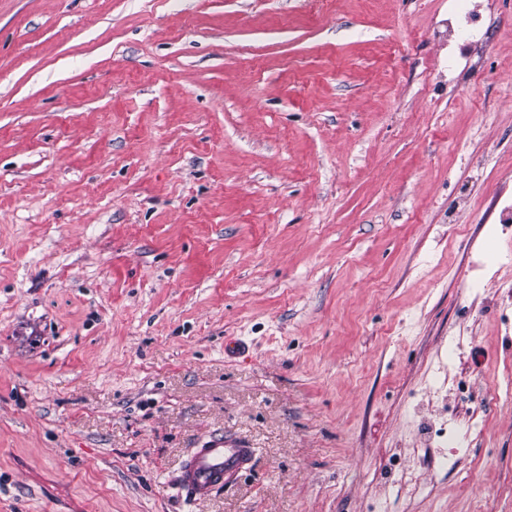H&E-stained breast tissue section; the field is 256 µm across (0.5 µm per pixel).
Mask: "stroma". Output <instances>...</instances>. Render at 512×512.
Masks as SVG:
<instances>
[{
    "label": "stroma",
    "mask_w": 512,
    "mask_h": 512,
    "mask_svg": "<svg viewBox=\"0 0 512 512\" xmlns=\"http://www.w3.org/2000/svg\"><path fill=\"white\" fill-rule=\"evenodd\" d=\"M476 2L473 67L448 0H0V512H512ZM214 434L254 468L187 498Z\"/></svg>",
    "instance_id": "stroma-1"
}]
</instances>
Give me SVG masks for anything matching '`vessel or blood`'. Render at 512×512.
I'll return each instance as SVG.
<instances>
[{
  "label": "vessel or blood",
  "instance_id": "1",
  "mask_svg": "<svg viewBox=\"0 0 512 512\" xmlns=\"http://www.w3.org/2000/svg\"><path fill=\"white\" fill-rule=\"evenodd\" d=\"M255 455V449L225 442L220 435L212 437L187 454L179 470L178 485L188 497H208L224 483L249 473Z\"/></svg>",
  "mask_w": 512,
  "mask_h": 512
}]
</instances>
